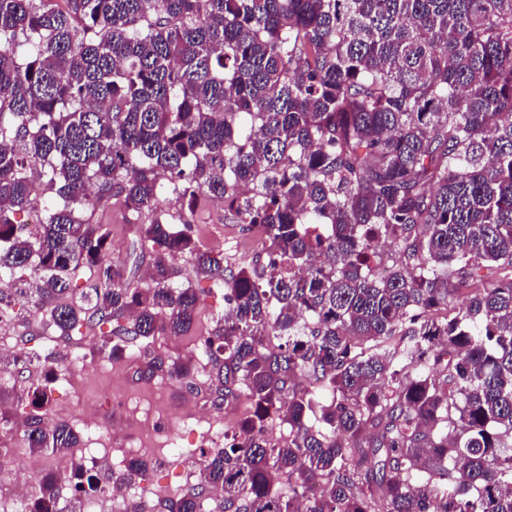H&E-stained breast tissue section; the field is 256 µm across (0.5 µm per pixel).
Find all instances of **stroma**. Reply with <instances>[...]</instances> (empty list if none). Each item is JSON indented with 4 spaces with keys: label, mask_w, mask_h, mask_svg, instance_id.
I'll return each mask as SVG.
<instances>
[{
    "label": "stroma",
    "mask_w": 512,
    "mask_h": 512,
    "mask_svg": "<svg viewBox=\"0 0 512 512\" xmlns=\"http://www.w3.org/2000/svg\"><path fill=\"white\" fill-rule=\"evenodd\" d=\"M161 210L170 222L190 220L198 227L202 242L223 250L231 262H251L259 250L239 225L225 220L223 203L208 199L192 206L170 193L164 195ZM82 216L94 224L111 225L115 257L131 259V226L139 221L136 214L114 199L84 210ZM178 266L175 286L203 289L209 296L198 321L186 335L156 337L153 347L166 356L192 359L198 366L204 362L203 339L224 312V290L198 275L191 263L182 260ZM14 313V318L0 323V345L10 346L16 352L37 349V342L23 341L22 336L28 330L42 331L40 311L27 305L15 308ZM91 342V332H84L79 348L66 362L76 380L55 383L49 410L79 437L78 447L68 457L69 463L89 465L102 455L109 456L119 468L132 456L147 462L145 476L127 484L125 498L112 499L104 512H123L129 500L140 503L146 512H153L163 495H178L186 482L199 474L198 451L211 455L223 448L224 433L236 428L246 402L240 399L214 406L208 393L188 391L161 375L140 377L137 360H112L108 354L93 352ZM200 407L210 411L209 420L203 423L195 420L194 411Z\"/></svg>",
    "instance_id": "35a3bbf8"
}]
</instances>
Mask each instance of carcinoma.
I'll list each match as a JSON object with an SVG mask.
<instances>
[{
	"label": "carcinoma",
	"instance_id": "obj_1",
	"mask_svg": "<svg viewBox=\"0 0 512 512\" xmlns=\"http://www.w3.org/2000/svg\"><path fill=\"white\" fill-rule=\"evenodd\" d=\"M67 3L0 0V320L30 303L56 363L79 327L115 358L193 324L204 300L174 260L224 288L207 390L249 410L159 512H214L215 489L221 512H512V0ZM169 188L223 199L264 262L161 219ZM113 198L151 216L141 288L81 217ZM157 372L201 390L190 362L145 352ZM56 380L19 412L0 378V435L77 447L46 421ZM70 482L64 499L46 474L28 512L103 492L81 463Z\"/></svg>",
	"mask_w": 512,
	"mask_h": 512
}]
</instances>
